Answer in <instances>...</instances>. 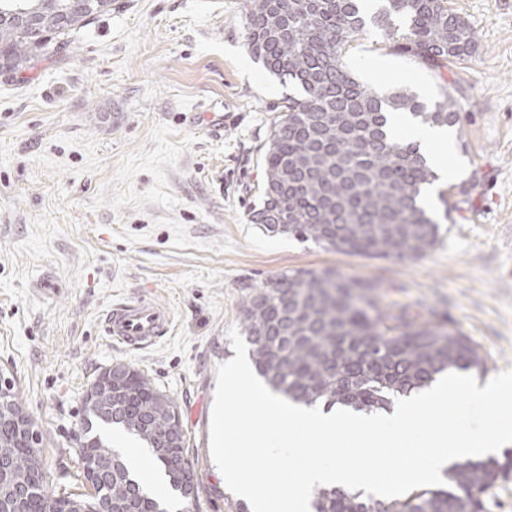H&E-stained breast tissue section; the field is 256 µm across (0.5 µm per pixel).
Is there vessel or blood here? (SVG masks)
Returning a JSON list of instances; mask_svg holds the SVG:
<instances>
[{
  "mask_svg": "<svg viewBox=\"0 0 512 512\" xmlns=\"http://www.w3.org/2000/svg\"><path fill=\"white\" fill-rule=\"evenodd\" d=\"M172 324L169 311L143 297L114 304L105 318V333L133 350H144L165 336Z\"/></svg>",
  "mask_w": 512,
  "mask_h": 512,
  "instance_id": "obj_1",
  "label": "vessel or blood"
}]
</instances>
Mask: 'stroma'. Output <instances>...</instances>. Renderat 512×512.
I'll return each mask as SVG.
<instances>
[{
    "label": "stroma",
    "instance_id": "35a3bbf8",
    "mask_svg": "<svg viewBox=\"0 0 512 512\" xmlns=\"http://www.w3.org/2000/svg\"><path fill=\"white\" fill-rule=\"evenodd\" d=\"M35 68L0 73V368L45 438L49 487L77 473L83 397L129 364L176 402L198 475L190 512H237L210 451L217 367L250 289L284 272L382 282L385 300L450 319L478 346V385L512 368V0H448L476 53L438 76L369 25L344 62L379 94L457 93L439 151L465 184L421 257L370 258L253 224L259 151L292 85L246 46V0H118ZM224 116L223 128L210 115ZM147 296L170 333L134 351L105 335L112 304Z\"/></svg>",
    "mask_w": 512,
    "mask_h": 512
}]
</instances>
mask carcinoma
Masks as SVG:
<instances>
[{
    "instance_id": "carcinoma-1",
    "label": "carcinoma",
    "mask_w": 512,
    "mask_h": 512,
    "mask_svg": "<svg viewBox=\"0 0 512 512\" xmlns=\"http://www.w3.org/2000/svg\"><path fill=\"white\" fill-rule=\"evenodd\" d=\"M360 0H251L247 48L271 74L299 94L288 97L264 143L262 202L251 221L273 233L365 256L419 257L439 239V223L423 207L438 180L417 144L387 136L388 116L405 112L426 124L453 127L456 98L443 92L428 104L407 88L387 97L352 77L342 61L364 31ZM112 11V0H0V66L11 74L32 68L52 40ZM32 14L64 15L65 29L28 27ZM404 20L403 25L394 18ZM400 54L440 72L471 56L474 35L448 0H388L375 17ZM243 330L257 373L289 400L328 409L388 411L444 372H482L476 346L448 322H418L408 306L388 305L382 285L332 271L280 274L243 301ZM119 392L84 399V457L112 458V476L95 490L112 512H166L136 481L98 428L116 426L151 450L172 490L184 493L181 470L163 437L178 413L175 401L143 371L124 366ZM40 441L20 445L0 414V455L28 477L19 498L0 478V512H87L85 493L47 490ZM512 477V452L448 469V485L380 501L341 489L318 491L312 512H486L484 495Z\"/></svg>"
}]
</instances>
